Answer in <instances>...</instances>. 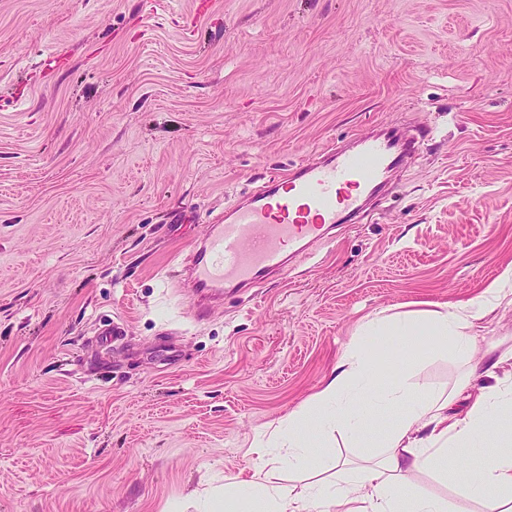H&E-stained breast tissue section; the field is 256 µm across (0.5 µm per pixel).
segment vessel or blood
Here are the masks:
<instances>
[{"label":"vessel or blood","instance_id":"vessel-or-blood-1","mask_svg":"<svg viewBox=\"0 0 512 512\" xmlns=\"http://www.w3.org/2000/svg\"><path fill=\"white\" fill-rule=\"evenodd\" d=\"M417 149L416 139L387 127L358 137L356 149H327L227 207L182 269L194 320L206 319L225 295L283 276L314 246L333 241L337 227L358 220Z\"/></svg>","mask_w":512,"mask_h":512}]
</instances>
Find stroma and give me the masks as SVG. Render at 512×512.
Returning a JSON list of instances; mask_svg holds the SVG:
<instances>
[{
    "label": "stroma",
    "mask_w": 512,
    "mask_h": 512,
    "mask_svg": "<svg viewBox=\"0 0 512 512\" xmlns=\"http://www.w3.org/2000/svg\"><path fill=\"white\" fill-rule=\"evenodd\" d=\"M391 124L431 134L370 216L190 316L177 264L214 216ZM511 264L512 0H0V512H208L365 318ZM473 334L414 381L512 374V304ZM458 458L416 485L476 512Z\"/></svg>",
    "instance_id": "1"
}]
</instances>
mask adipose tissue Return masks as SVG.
<instances>
[{"label": "adipose tissue", "instance_id": "adipose-tissue-1", "mask_svg": "<svg viewBox=\"0 0 512 512\" xmlns=\"http://www.w3.org/2000/svg\"><path fill=\"white\" fill-rule=\"evenodd\" d=\"M510 285L512 265L487 287L484 299L453 309L368 318L338 372L256 440L250 476L224 486V512H448L447 500L416 491L415 478L423 472L442 474L460 447L477 449L483 458L464 483L463 495L480 502L483 512H512V452L492 447L505 436L498 414L512 416V382L476 391L465 374L448 395H438L409 384L401 370L385 371L368 350L370 338L378 336L395 340L410 364L428 349L470 357L475 321L490 311L492 301L507 298ZM465 395L471 398L466 415L450 414L454 401ZM383 412L391 422L374 456L338 463L332 481L320 479L300 490L282 484V467L306 471L320 457L322 444L336 435L364 441L367 421Z\"/></svg>", "mask_w": 512, "mask_h": 512}]
</instances>
